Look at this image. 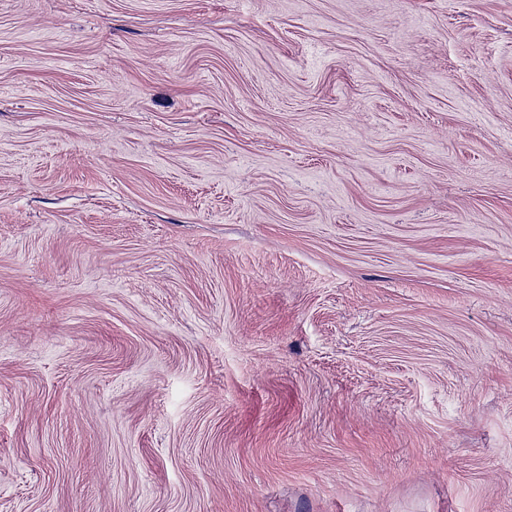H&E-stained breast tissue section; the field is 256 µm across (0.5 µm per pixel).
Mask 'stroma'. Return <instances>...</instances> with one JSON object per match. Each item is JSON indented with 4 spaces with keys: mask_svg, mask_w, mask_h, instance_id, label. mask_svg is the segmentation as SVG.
Masks as SVG:
<instances>
[{
    "mask_svg": "<svg viewBox=\"0 0 512 512\" xmlns=\"http://www.w3.org/2000/svg\"><path fill=\"white\" fill-rule=\"evenodd\" d=\"M0 512H512V0H0Z\"/></svg>",
    "mask_w": 512,
    "mask_h": 512,
    "instance_id": "1",
    "label": "stroma"
}]
</instances>
